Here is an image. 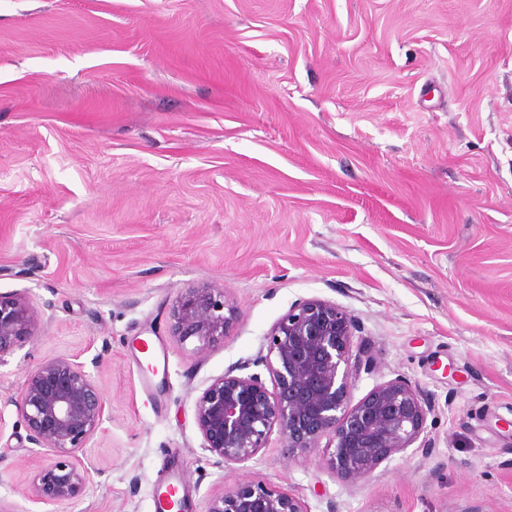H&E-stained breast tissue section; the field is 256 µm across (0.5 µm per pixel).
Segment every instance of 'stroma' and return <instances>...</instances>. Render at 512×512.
Listing matches in <instances>:
<instances>
[{
  "mask_svg": "<svg viewBox=\"0 0 512 512\" xmlns=\"http://www.w3.org/2000/svg\"><path fill=\"white\" fill-rule=\"evenodd\" d=\"M222 286L205 357L169 330ZM49 305L0 364L104 353L110 418L83 498L27 499L51 454L12 439L0 512H206L259 477L308 512H512V0H0V293ZM355 316L372 368L434 404L428 451L347 487L278 434L227 469L194 401L296 301ZM237 319L233 301L223 287L206 285L188 288L172 304L170 330L181 341L196 338V353L204 356L208 351L224 344Z\"/></svg>",
  "mask_w": 512,
  "mask_h": 512,
  "instance_id": "35a3bbf8",
  "label": "stroma"
}]
</instances>
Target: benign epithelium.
Returning <instances> with one entry per match:
<instances>
[{
	"label": "benign epithelium",
	"instance_id": "benign-epithelium-1",
	"mask_svg": "<svg viewBox=\"0 0 512 512\" xmlns=\"http://www.w3.org/2000/svg\"><path fill=\"white\" fill-rule=\"evenodd\" d=\"M45 313L22 293L0 294V364L24 341L36 336ZM237 319L224 288L185 290L170 309L171 334L198 340L203 356L224 344ZM355 317L322 298L292 305L271 327L267 352L252 364L267 371L272 387L249 364L214 378L197 396L194 416L202 449L224 467L256 456L278 431L284 456L291 459L327 440L329 470L356 487L377 468L422 439L430 398L404 378L374 386L353 401V380L363 359L353 353ZM25 440L54 459L34 471L28 493L36 503L61 504L82 497L102 471L88 461L87 443L102 429L109 402L98 379L67 355L38 362L11 399ZM206 512H308L297 497L263 479L236 480L214 495Z\"/></svg>",
	"mask_w": 512,
	"mask_h": 512
}]
</instances>
